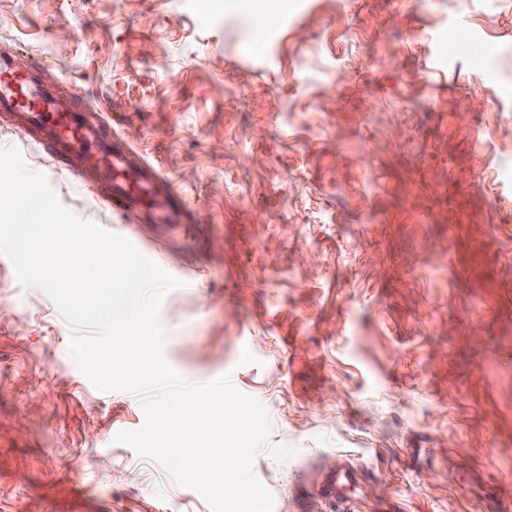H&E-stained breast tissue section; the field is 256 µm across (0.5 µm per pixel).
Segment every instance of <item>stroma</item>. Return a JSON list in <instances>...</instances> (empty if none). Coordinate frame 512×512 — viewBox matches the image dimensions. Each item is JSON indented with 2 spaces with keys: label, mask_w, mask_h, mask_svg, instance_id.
<instances>
[{
  "label": "stroma",
  "mask_w": 512,
  "mask_h": 512,
  "mask_svg": "<svg viewBox=\"0 0 512 512\" xmlns=\"http://www.w3.org/2000/svg\"><path fill=\"white\" fill-rule=\"evenodd\" d=\"M0 51L185 197L190 223H141L0 121L181 281L168 364L230 375L298 450L254 460L273 512H327L345 467L355 512H512V0H0ZM68 344L0 258V512H210L116 442L140 404ZM357 481V474L353 471H344L336 473V478L328 477L322 486V493L325 497L331 500L337 512H349L347 503L349 500L343 494L346 484H353Z\"/></svg>",
  "instance_id": "stroma-1"
}]
</instances>
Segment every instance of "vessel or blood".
<instances>
[{
	"label": "vessel or blood",
	"instance_id": "vessel-or-blood-1",
	"mask_svg": "<svg viewBox=\"0 0 512 512\" xmlns=\"http://www.w3.org/2000/svg\"><path fill=\"white\" fill-rule=\"evenodd\" d=\"M0 113L33 129L35 143L52 156L57 169L78 167L94 173L113 208L168 224L184 222L187 206L181 196L156 195L152 190L158 176L156 167L145 163L111 126L63 105L43 87L13 72L6 62L0 64ZM356 480V473L349 470L326 479L322 492L334 503L336 512H348L343 490Z\"/></svg>",
	"mask_w": 512,
	"mask_h": 512
}]
</instances>
